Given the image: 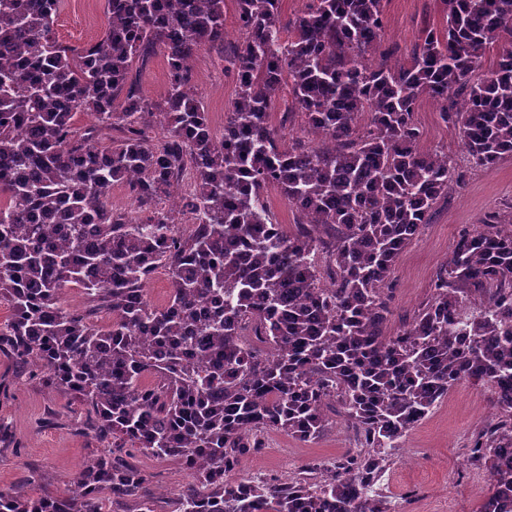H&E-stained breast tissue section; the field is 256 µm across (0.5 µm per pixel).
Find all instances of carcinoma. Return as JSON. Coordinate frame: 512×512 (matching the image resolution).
I'll use <instances>...</instances> for the list:
<instances>
[{"instance_id": "cac0c4a2", "label": "carcinoma", "mask_w": 512, "mask_h": 512, "mask_svg": "<svg viewBox=\"0 0 512 512\" xmlns=\"http://www.w3.org/2000/svg\"><path fill=\"white\" fill-rule=\"evenodd\" d=\"M59 2L0 0V353L82 402L80 433L109 451L70 493L0 492V512H158L135 451L192 473L175 512H389L375 485L392 452L462 379L497 393L469 448L489 469L481 512H512V210L459 235L393 331L388 298L399 256L462 178L421 147L419 103L458 127L475 165L512 155V0H444L445 25L406 64L384 43L383 0H308L286 23L282 0H234L231 48L226 0H106L81 49L56 37ZM493 43L496 66L470 82ZM202 50L236 84L219 138L191 68ZM159 53L153 102L139 72ZM276 111L282 128L302 117L288 146ZM116 184L136 215L112 207ZM272 189L293 226L273 220ZM158 268L162 307L144 292ZM71 283L79 309L63 300ZM338 417L358 451L309 477L229 479L266 433L309 443Z\"/></svg>"}]
</instances>
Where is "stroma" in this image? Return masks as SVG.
<instances>
[{"instance_id": "obj_1", "label": "stroma", "mask_w": 512, "mask_h": 512, "mask_svg": "<svg viewBox=\"0 0 512 512\" xmlns=\"http://www.w3.org/2000/svg\"><path fill=\"white\" fill-rule=\"evenodd\" d=\"M105 10L106 0H63L54 21L59 40L75 47L93 42L103 31ZM384 13L385 41L406 47L424 27L442 22L445 6L442 0H384ZM193 71L213 131L222 135L235 83L212 52L200 51ZM414 121L422 133V146L447 150L466 176L446 200L435 205L428 224L404 249L392 271L391 325L395 328L431 298L435 275L450 257L458 235L480 229L488 211L512 205V156L490 168L469 162L457 128L442 122L431 101L419 104ZM494 410L490 386L462 381L451 388L395 450L378 486L389 512H480L489 472L469 460L467 449ZM84 414L82 403L18 373L14 360L0 355V416L12 427L11 439L0 442V491H21L32 497L68 493L80 470L105 453L97 441L76 435L74 427ZM354 445L353 434L341 419L314 443L273 432L266 449L245 458L235 476L288 479L309 465L334 461ZM135 462L150 490L166 497H176L193 484L191 475L175 461L139 454Z\"/></svg>"}]
</instances>
